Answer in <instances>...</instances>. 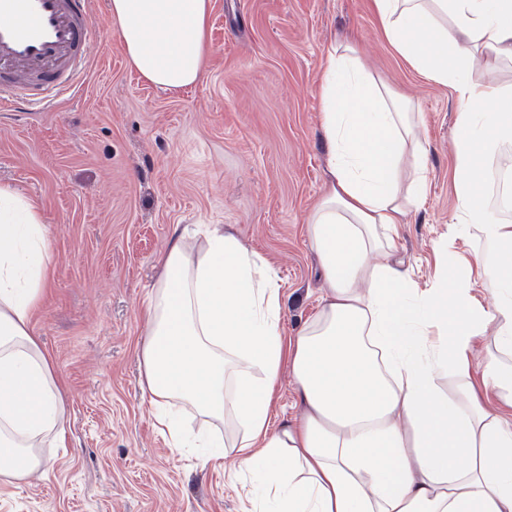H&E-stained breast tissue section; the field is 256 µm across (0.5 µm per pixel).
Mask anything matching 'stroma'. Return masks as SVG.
Returning a JSON list of instances; mask_svg holds the SVG:
<instances>
[{
    "label": "stroma",
    "mask_w": 512,
    "mask_h": 512,
    "mask_svg": "<svg viewBox=\"0 0 512 512\" xmlns=\"http://www.w3.org/2000/svg\"><path fill=\"white\" fill-rule=\"evenodd\" d=\"M80 85L54 107L0 112V184L49 230L52 284L32 324L66 399V445L43 448L44 478L0 483V512H247L233 457L201 465L169 447L140 386L143 303L175 227L230 224L276 270L294 336L320 283L307 219L326 181L321 62L355 41L375 74L423 114L427 191L397 246L421 282L443 253L481 250L452 235V87L390 47L370 0H212L203 79L177 92L131 69L109 0Z\"/></svg>",
    "instance_id": "obj_1"
}]
</instances>
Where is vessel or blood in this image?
Listing matches in <instances>:
<instances>
[{
  "instance_id": "vessel-or-blood-1",
  "label": "vessel or blood",
  "mask_w": 512,
  "mask_h": 512,
  "mask_svg": "<svg viewBox=\"0 0 512 512\" xmlns=\"http://www.w3.org/2000/svg\"><path fill=\"white\" fill-rule=\"evenodd\" d=\"M103 36L90 0H0V112L45 109L73 90Z\"/></svg>"
}]
</instances>
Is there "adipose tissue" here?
<instances>
[{"mask_svg":"<svg viewBox=\"0 0 512 512\" xmlns=\"http://www.w3.org/2000/svg\"><path fill=\"white\" fill-rule=\"evenodd\" d=\"M392 49L457 95L455 215L485 248L420 286L396 239L426 190L422 119L352 42L322 61L327 180L308 223L317 312L285 338L281 288L231 226L174 235L144 310L142 389L173 448L235 451L251 512H512V224L480 191L512 135V0H373ZM212 0H110L131 68L169 91L198 82ZM48 233L0 185V483L28 485L65 440V399L31 326L49 286ZM491 291L485 307L474 283ZM456 383L441 389L440 379ZM290 375L300 411L275 421ZM221 426L190 436L184 411ZM501 166H507L512 172V135L502 141L498 151L483 160L482 167L485 171L492 173Z\"/></svg>","mask_w":512,"mask_h":512,"instance_id":"obj_1","label":"adipose tissue"}]
</instances>
